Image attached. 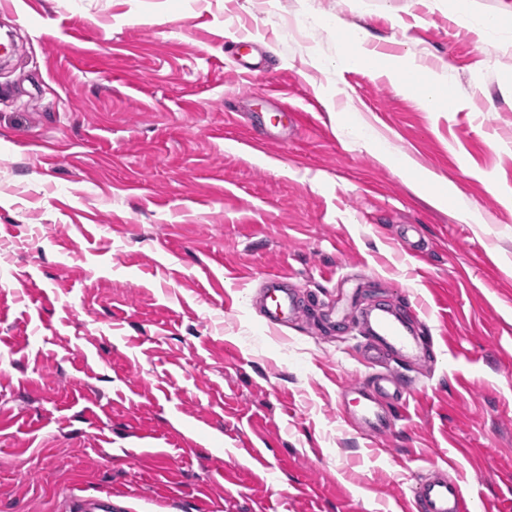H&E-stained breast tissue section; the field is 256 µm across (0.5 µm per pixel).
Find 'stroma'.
Wrapping results in <instances>:
<instances>
[{
	"label": "stroma",
	"mask_w": 512,
	"mask_h": 512,
	"mask_svg": "<svg viewBox=\"0 0 512 512\" xmlns=\"http://www.w3.org/2000/svg\"><path fill=\"white\" fill-rule=\"evenodd\" d=\"M505 2L473 0L482 38L448 0H0V512H401L446 463L472 512H512ZM340 28L457 109L337 63ZM273 271L301 310L276 330ZM379 305L426 355L391 363L413 396L370 438L347 412ZM397 58L404 62L405 66L402 68V74L396 77V81L400 82L405 89L415 91L424 107L440 111L444 77L440 74H431L418 83L415 77L421 68L413 62L412 56L405 53ZM62 512H116L112 494L106 492L97 495H77L66 498L62 503Z\"/></svg>",
	"instance_id": "obj_1"
}]
</instances>
